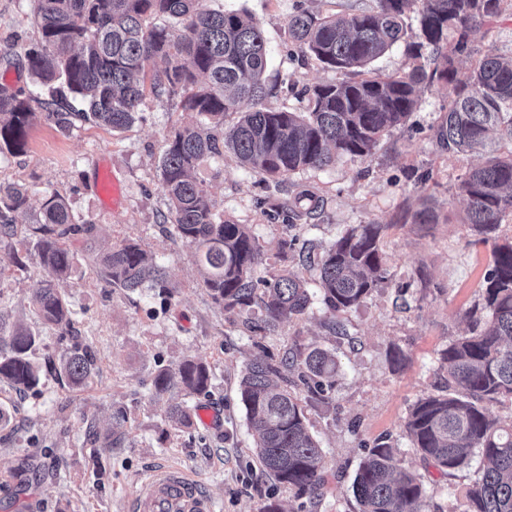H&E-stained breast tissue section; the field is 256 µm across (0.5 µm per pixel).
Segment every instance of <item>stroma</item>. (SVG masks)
<instances>
[{
  "label": "stroma",
  "instance_id": "stroma-1",
  "mask_svg": "<svg viewBox=\"0 0 512 512\" xmlns=\"http://www.w3.org/2000/svg\"><path fill=\"white\" fill-rule=\"evenodd\" d=\"M206 5L245 11L259 22L268 49L265 103L302 112L304 87L337 83L345 75L302 58L288 34L289 18L301 11H368L378 0H207ZM33 10L34 0H0V49L11 50L0 57V85L13 90L34 86L26 57L39 39ZM470 40L478 55L511 54L512 0H506L497 22L473 30ZM418 95L405 124L384 133L368 158H341L276 182L244 168L228 151L196 171L216 212L249 225L256 236L260 277L293 268L292 259L279 252L281 241L296 239L318 256L354 225H385L388 279L363 305L342 314L351 338L342 345L325 326L320 299L262 337L211 299L191 249L162 222L168 211L160 169L166 137L194 119L177 98L148 95L140 118L121 131L81 121L63 131L36 116L25 152L0 155V183L27 188L34 206L45 192L62 195L76 217L95 225V238L72 244L73 269L60 285L72 311L70 335L44 324L36 313L32 292L43 270L28 217L17 214V236L0 247V324L31 330L38 338L36 360L60 359L79 342L92 349L95 362L92 377L78 388L58 375L43 376L25 393L0 385V408L10 414L0 428V512H126L129 495L161 463L179 465L203 481L216 512H261L272 499L283 512H359L351 483L380 439L397 448L404 466L421 477L428 512H462L473 469L439 477L411 447L404 422L411 405L433 393L449 338L468 329L465 313L481 299L492 254L466 224L465 204L455 194L457 176L478 159L448 154L435 139L447 116L448 92L424 83ZM101 162L121 182L115 211L92 190ZM303 190L318 197L322 209L313 220L290 223L288 204ZM424 203L439 214V223H413V212ZM123 238L140 243L166 267L173 286L169 298L104 281L96 257ZM403 285L409 288L404 295ZM294 344L334 352L340 365L328 401L302 400L325 453V484L317 500L297 495L264 470L238 393L245 364L258 348L278 356ZM395 347L405 355L399 366L391 360ZM191 357L210 367L209 391L189 399L174 390L156 393L157 372L176 371ZM183 401L194 411H209L211 423L172 426L168 408ZM119 407L127 415L122 446L85 443L86 424L109 428Z\"/></svg>",
  "mask_w": 512,
  "mask_h": 512
}]
</instances>
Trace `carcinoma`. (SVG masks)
I'll use <instances>...</instances> for the list:
<instances>
[{
    "mask_svg": "<svg viewBox=\"0 0 512 512\" xmlns=\"http://www.w3.org/2000/svg\"><path fill=\"white\" fill-rule=\"evenodd\" d=\"M504 0H379L377 10L326 16L302 12L288 21L289 36L320 65L359 74L404 36V17L418 16L420 41L411 48L417 61L407 70L369 75L305 90L307 111L288 112L264 104L267 45L258 22L246 13L209 9L205 0H37L40 33L27 52L37 85L49 95L70 94L81 112H47L61 130L74 122H95L114 130L132 124L147 93L179 98L182 111L207 119L174 130L162 157V190L167 197L171 233L193 249L206 270L204 286L224 311L243 315L261 310L254 330L271 331L304 314L312 296L306 280L284 269L257 279L261 248L245 224L220 218L194 171L205 161L232 151L243 167L272 178L306 168H325L339 157L367 158L380 137L402 125L418 103L419 86L448 89V115L436 132L450 154L485 151L482 165L459 175L457 196L467 207V223L491 244L493 263L484 277L481 303L466 312L473 323L441 351L437 374L445 393L419 399L404 429L423 461L444 477L483 460L466 492L464 512H512V238L499 235L512 215V55L487 54L459 73L458 61L472 55L470 32L502 14ZM161 18L164 23L153 22ZM454 33L448 44V33ZM50 102L33 91L0 87V153L19 154L28 141L34 106ZM241 118L224 130V114ZM319 202L302 192L291 211L311 214ZM28 208L25 188L0 184V243L14 236L15 214ZM36 224L39 264L49 278L37 281L33 299L41 319L72 328L66 301L54 279L70 274L72 239L89 236L94 225L79 223L57 193L42 196ZM386 226L359 224L329 245L319 259L297 254L298 265H317L320 300L331 315L328 328L345 335L336 317L362 305L387 279L381 239ZM101 273L115 288H152L171 293L165 270L149 260L131 239L112 243L100 255ZM37 336L16 326H0V382L19 392L35 388L42 371L81 386L92 371L90 354L79 348L59 361L32 358ZM339 371L335 355L319 347L293 345L278 358L259 352L247 365L239 394L256 436L258 458L279 483L300 495L319 496L323 452L307 425L295 392L301 386L325 401ZM209 366L197 359L176 372L159 371L158 393L173 389L188 397L211 386ZM510 410L506 416L489 406ZM126 417L112 414V428L96 423L87 439L113 448L124 440ZM168 421L188 427L193 410L175 405ZM360 512H425L420 476L401 464L397 449L382 441L369 449L352 483Z\"/></svg>",
    "mask_w": 512,
    "mask_h": 512,
    "instance_id": "1",
    "label": "carcinoma"
}]
</instances>
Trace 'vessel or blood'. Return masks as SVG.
I'll use <instances>...</instances> for the list:
<instances>
[{"label":"vessel or blood","mask_w":512,"mask_h":512,"mask_svg":"<svg viewBox=\"0 0 512 512\" xmlns=\"http://www.w3.org/2000/svg\"><path fill=\"white\" fill-rule=\"evenodd\" d=\"M208 489L177 465L156 468L134 490L127 512H214Z\"/></svg>","instance_id":"vessel-or-blood-1"}]
</instances>
